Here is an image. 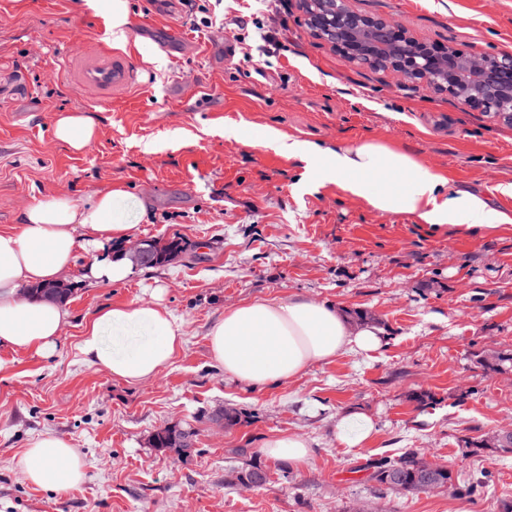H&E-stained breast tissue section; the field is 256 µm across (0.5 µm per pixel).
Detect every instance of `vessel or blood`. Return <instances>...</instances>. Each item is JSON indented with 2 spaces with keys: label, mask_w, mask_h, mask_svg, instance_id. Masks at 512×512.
<instances>
[{
  "label": "vessel or blood",
  "mask_w": 512,
  "mask_h": 512,
  "mask_svg": "<svg viewBox=\"0 0 512 512\" xmlns=\"http://www.w3.org/2000/svg\"><path fill=\"white\" fill-rule=\"evenodd\" d=\"M67 75L74 84L93 93L102 103L111 102L138 83L131 58L107 47L81 49L66 62Z\"/></svg>",
  "instance_id": "b4317fda"
}]
</instances>
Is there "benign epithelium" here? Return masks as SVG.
Listing matches in <instances>:
<instances>
[{"label": "benign epithelium", "mask_w": 512, "mask_h": 512, "mask_svg": "<svg viewBox=\"0 0 512 512\" xmlns=\"http://www.w3.org/2000/svg\"><path fill=\"white\" fill-rule=\"evenodd\" d=\"M310 32L339 52L344 61L373 70H389L404 81L422 83L466 101L491 118L512 125V54L468 56L430 54L419 43L415 54L394 59L378 49L412 36L398 24L350 10L345 0H330L322 9L306 14ZM124 255L136 266L152 263L145 241L124 246Z\"/></svg>", "instance_id": "benign-epithelium-1"}]
</instances>
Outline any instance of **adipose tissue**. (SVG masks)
I'll return each instance as SVG.
<instances>
[{
	"label": "adipose tissue",
	"instance_id": "adipose-tissue-1",
	"mask_svg": "<svg viewBox=\"0 0 512 512\" xmlns=\"http://www.w3.org/2000/svg\"><path fill=\"white\" fill-rule=\"evenodd\" d=\"M53 134L80 152L97 131L83 114L61 112ZM255 143L298 160L308 186L334 183L381 213L409 214L437 226L486 224L494 216L482 196L448 192L443 176L401 147L365 139L331 150L269 130ZM144 211L142 200L113 184L91 191L82 202L59 198L37 203L21 213L14 227L0 229V348L45 357L58 345L67 309L56 301L27 297V288L54 282L66 271L91 286L133 278L136 267L119 247ZM82 252L88 261L81 265ZM184 336L182 322L161 300L115 303L84 324L76 349L96 370L136 383L153 378L183 347ZM207 337L212 359L248 388L290 381L312 365L381 345L375 327H350L333 303L302 296L242 302L225 310ZM17 464L31 484L55 490L79 485L86 468L76 448L52 434L35 438Z\"/></svg>",
	"mask_w": 512,
	"mask_h": 512
}]
</instances>
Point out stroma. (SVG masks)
I'll return each instance as SVG.
<instances>
[{"mask_svg": "<svg viewBox=\"0 0 512 512\" xmlns=\"http://www.w3.org/2000/svg\"><path fill=\"white\" fill-rule=\"evenodd\" d=\"M129 5L141 84L101 104L69 83L64 63L109 44L105 14L75 0H0V228L38 202L119 182L148 205L132 239L183 246L129 282L73 283L51 356L0 349V512H503L512 454H473L464 441L512 429V371L475 363L480 351H512V221L434 227L377 212L333 184L304 189L297 161L253 140L270 128L332 149L395 143L499 214L512 125L345 62L311 35L301 0H212L225 26L198 32L182 0ZM346 5L464 55L512 53V0ZM233 34L246 48L230 58ZM60 112L94 121L86 150L54 139ZM157 286L186 343L153 379L115 381L80 360L84 322L106 305L150 300ZM293 295L367 311L380 349L251 391L228 381L209 353L211 324L242 301ZM224 408L242 424H214ZM347 410L372 421L366 445L337 439ZM175 426L195 431L190 455L153 447L157 430ZM45 433L83 456L81 484L41 489L17 467ZM280 433L308 441L305 466L263 453ZM410 448L447 466L455 485L485 481L484 492L404 495L369 481L373 462ZM253 464L267 471L265 488L235 479Z\"/></svg>", "mask_w": 512, "mask_h": 512, "instance_id": "stroma-1", "label": "stroma"}]
</instances>
